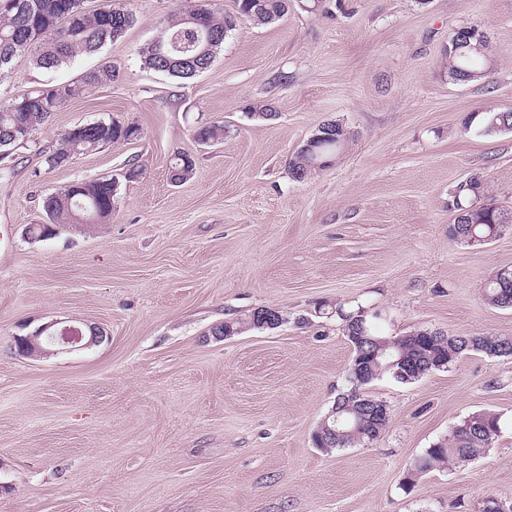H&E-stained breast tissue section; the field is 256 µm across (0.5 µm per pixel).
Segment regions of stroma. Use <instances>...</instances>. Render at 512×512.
Wrapping results in <instances>:
<instances>
[{
    "mask_svg": "<svg viewBox=\"0 0 512 512\" xmlns=\"http://www.w3.org/2000/svg\"><path fill=\"white\" fill-rule=\"evenodd\" d=\"M125 36L53 70L16 58L0 98L102 82L54 113L0 176V512H480L512 500V356L470 353L403 384L367 388L390 421L379 439L333 452L312 435L348 389L352 347L322 306L380 312V331L512 336V309L481 286L512 266V227L490 243H450L455 185L480 176L512 211V131L465 130L470 113L512 111V0H291L263 26L239 21L189 79L145 68L140 49L194 0H118ZM490 38L481 79L449 81L452 33ZM278 113L268 121L262 104ZM112 118L139 127L50 170L69 128ZM353 141L304 181L291 155L319 125ZM220 125V142L195 138ZM179 152L192 176L171 183ZM141 176L127 181V163ZM119 181L102 224L33 240L45 198L91 178ZM258 307L285 323L222 340L221 322ZM105 341L37 360L13 338L53 322ZM499 414L493 446L463 466L412 475L469 414Z\"/></svg>",
    "mask_w": 512,
    "mask_h": 512,
    "instance_id": "1",
    "label": "stroma"
}]
</instances>
